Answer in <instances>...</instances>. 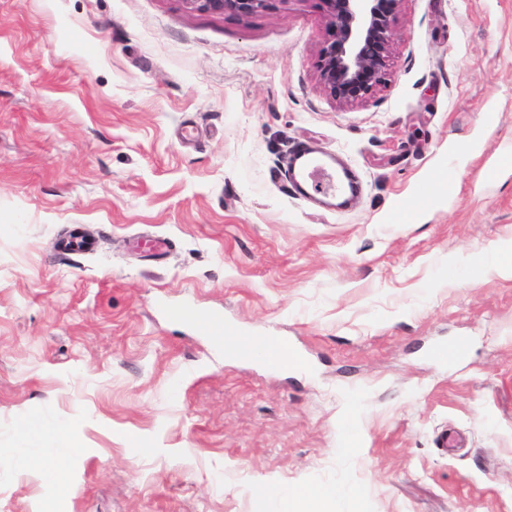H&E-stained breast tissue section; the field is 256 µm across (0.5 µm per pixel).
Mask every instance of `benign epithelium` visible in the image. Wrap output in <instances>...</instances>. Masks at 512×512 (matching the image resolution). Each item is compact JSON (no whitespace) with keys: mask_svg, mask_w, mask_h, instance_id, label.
<instances>
[{"mask_svg":"<svg viewBox=\"0 0 512 512\" xmlns=\"http://www.w3.org/2000/svg\"><path fill=\"white\" fill-rule=\"evenodd\" d=\"M186 10L249 16L271 0H181ZM398 0H324L331 18L330 41L321 59V78L331 94L354 99L381 81L390 41L388 13Z\"/></svg>","mask_w":512,"mask_h":512,"instance_id":"obj_1","label":"benign epithelium"}]
</instances>
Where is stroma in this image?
I'll return each mask as SVG.
<instances>
[{"instance_id": "1", "label": "stroma", "mask_w": 512, "mask_h": 512, "mask_svg": "<svg viewBox=\"0 0 512 512\" xmlns=\"http://www.w3.org/2000/svg\"><path fill=\"white\" fill-rule=\"evenodd\" d=\"M390 23L344 100L323 0H0V512H512V277L477 272L512 263V0ZM302 147L354 193L299 190ZM274 0H181L186 10L199 13H230L249 16L268 8ZM166 313L174 320L197 325L211 335L224 333V320L221 316H212L207 321H201L190 308L168 309ZM335 493L330 489L298 493L295 498V505L291 507L293 512H330L327 505Z\"/></svg>"}]
</instances>
